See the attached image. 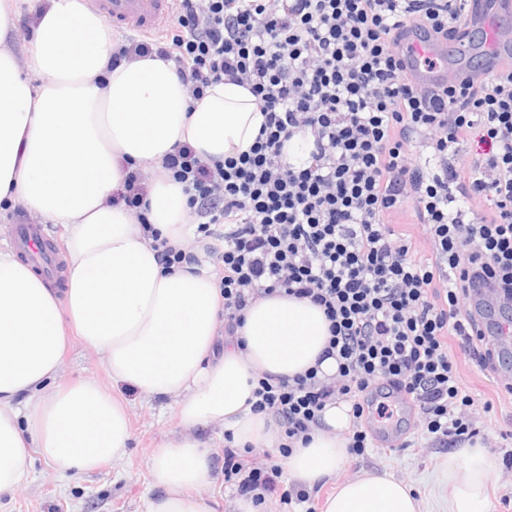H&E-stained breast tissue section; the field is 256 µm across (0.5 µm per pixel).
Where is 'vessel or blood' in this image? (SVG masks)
Listing matches in <instances>:
<instances>
[{
    "mask_svg": "<svg viewBox=\"0 0 512 512\" xmlns=\"http://www.w3.org/2000/svg\"><path fill=\"white\" fill-rule=\"evenodd\" d=\"M94 4L105 20L145 36L156 33L160 20L174 9V0H94ZM468 10L472 28L481 32L480 40L465 37L451 46L414 33L403 42L406 72L415 83L436 86L474 72L483 77L512 60V28L503 25L484 0H470ZM15 230L27 258L53 271L55 255L46 247L40 228L19 224Z\"/></svg>",
    "mask_w": 512,
    "mask_h": 512,
    "instance_id": "vessel-or-blood-1",
    "label": "vessel or blood"
}]
</instances>
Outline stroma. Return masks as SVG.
Returning a JSON list of instances; mask_svg holds the SVG:
<instances>
[{
	"instance_id": "obj_1",
	"label": "stroma",
	"mask_w": 512,
	"mask_h": 512,
	"mask_svg": "<svg viewBox=\"0 0 512 512\" xmlns=\"http://www.w3.org/2000/svg\"><path fill=\"white\" fill-rule=\"evenodd\" d=\"M17 224L42 225L56 256H63L61 230L43 224L41 217L9 206L0 207V242H13ZM464 386L468 394L485 405L478 416V437L494 443L497 469L490 486V512H512V446L498 447L500 434L512 433V395L507 394L499 373L477 366L464 353H457ZM65 379L91 378L108 382L103 358L74 342L65 356ZM120 395L128 406L132 441L127 457L118 465H104L92 474H60L43 460H35L28 484L14 496L0 498V512H144L151 496L149 460L161 443L176 437L174 401L148 396L123 387ZM377 419H370V448L364 455H348L335 482L367 471H386L410 485L424 504L425 512H447L448 487L437 480L447 455L445 448H390L377 436ZM335 482L324 484L315 496L323 504Z\"/></svg>"
}]
</instances>
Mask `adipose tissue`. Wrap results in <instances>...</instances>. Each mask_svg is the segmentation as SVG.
<instances>
[{
	"instance_id": "ef3b65f1",
	"label": "adipose tissue",
	"mask_w": 512,
	"mask_h": 512,
	"mask_svg": "<svg viewBox=\"0 0 512 512\" xmlns=\"http://www.w3.org/2000/svg\"><path fill=\"white\" fill-rule=\"evenodd\" d=\"M16 11L15 0H0V204L61 227L67 276L65 287H50L0 248V496L27 484L36 457L79 474L124 460L132 431L115 388L126 384L176 401L180 435L151 457L146 512H214L204 429L223 428L238 448L275 447L281 428L248 404L255 373L337 371L320 357L329 332L319 307L257 300L236 340L220 343L223 297L208 264L168 273L154 248L159 237L182 247L192 233L165 157L184 144L205 161L235 156L264 117L248 88L228 80L190 99L174 61L112 65L118 40L83 0H46L25 42ZM136 166L153 174L144 225L112 202ZM73 338L103 355L111 386L63 381ZM351 426L348 403L327 405L288 459L290 481L312 489L335 478ZM495 467L482 441L450 451L441 465L448 512H490ZM322 512H422V503L392 474L366 472L340 484Z\"/></svg>"
}]
</instances>
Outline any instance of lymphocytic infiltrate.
I'll use <instances>...</instances> for the list:
<instances>
[{
    "label": "lymphocytic infiltrate",
    "mask_w": 512,
    "mask_h": 512,
    "mask_svg": "<svg viewBox=\"0 0 512 512\" xmlns=\"http://www.w3.org/2000/svg\"><path fill=\"white\" fill-rule=\"evenodd\" d=\"M467 0H178L170 41L128 39L112 57L174 59L189 96L228 79L249 88L265 115L250 149L210 164L189 145L165 167L185 186L197 231L224 227V334L236 336L258 299L284 296L320 307L329 323L322 355L337 373L259 375L253 412L282 429L280 451L308 442L328 403L365 412L383 382L419 408L423 435L441 445L472 440L479 404L466 394L461 350L495 364L481 313L486 291L512 299V62L482 80L418 87L398 55L412 30L453 38L468 28ZM311 135L300 166L292 139ZM485 157L462 164L469 138ZM490 207L474 212L472 203ZM413 205L434 264L388 218ZM224 480L263 504L309 502L281 490L280 472L258 455L224 448Z\"/></svg>",
    "instance_id": "1"
}]
</instances>
